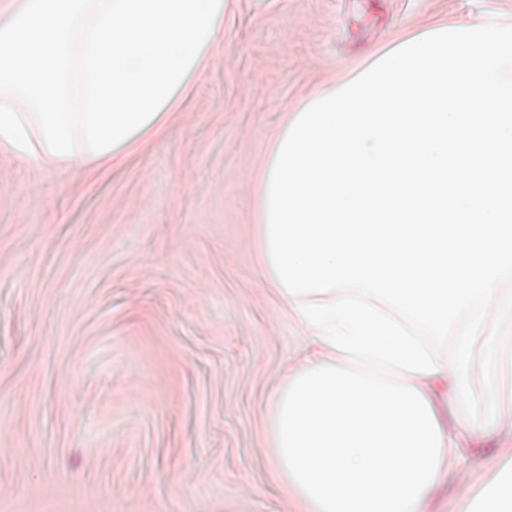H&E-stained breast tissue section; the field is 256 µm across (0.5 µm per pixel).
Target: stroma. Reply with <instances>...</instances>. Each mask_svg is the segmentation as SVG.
Here are the masks:
<instances>
[{
	"mask_svg": "<svg viewBox=\"0 0 512 512\" xmlns=\"http://www.w3.org/2000/svg\"><path fill=\"white\" fill-rule=\"evenodd\" d=\"M512 0H224L171 126L120 164L0 152V512H299L269 423L306 334L261 272L272 130L397 39ZM496 459L442 476L459 512Z\"/></svg>",
	"mask_w": 512,
	"mask_h": 512,
	"instance_id": "obj_1",
	"label": "stroma"
}]
</instances>
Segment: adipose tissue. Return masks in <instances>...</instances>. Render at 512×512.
Masks as SVG:
<instances>
[{
    "label": "adipose tissue",
    "instance_id": "obj_1",
    "mask_svg": "<svg viewBox=\"0 0 512 512\" xmlns=\"http://www.w3.org/2000/svg\"><path fill=\"white\" fill-rule=\"evenodd\" d=\"M184 95V90H177L152 122L111 151V158L123 157L160 136L179 112ZM42 144L29 107L12 95L0 96V151L42 167L58 165V158L47 154Z\"/></svg>",
    "mask_w": 512,
    "mask_h": 512
}]
</instances>
